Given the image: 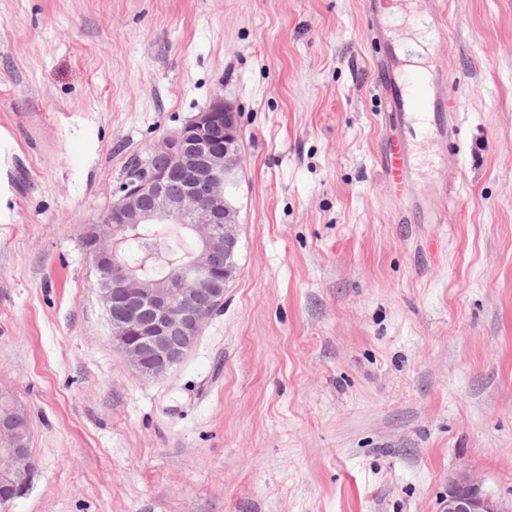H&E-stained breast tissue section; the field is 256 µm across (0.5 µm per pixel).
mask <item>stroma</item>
Masks as SVG:
<instances>
[{"label":"stroma","instance_id":"1","mask_svg":"<svg viewBox=\"0 0 512 512\" xmlns=\"http://www.w3.org/2000/svg\"><path fill=\"white\" fill-rule=\"evenodd\" d=\"M415 2L450 142L389 118L408 27L376 40L364 0H0V391L35 465L6 512H439L462 471L512 504V0ZM218 91L238 271L146 379L81 236ZM381 168L385 178L391 184L396 187L405 185L408 166L404 143L397 142L390 147L389 154L383 161Z\"/></svg>","mask_w":512,"mask_h":512}]
</instances>
